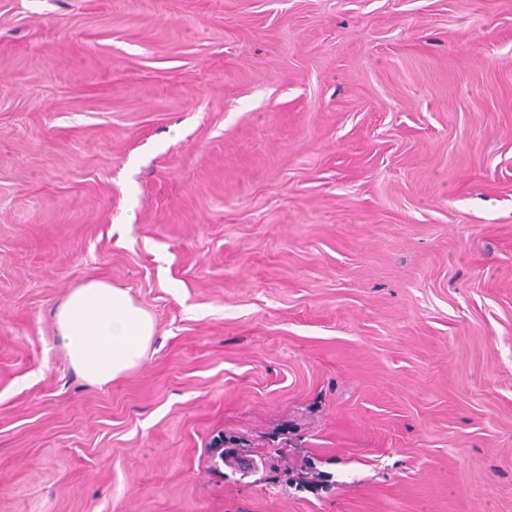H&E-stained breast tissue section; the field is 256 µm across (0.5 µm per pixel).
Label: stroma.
<instances>
[{
	"mask_svg": "<svg viewBox=\"0 0 512 512\" xmlns=\"http://www.w3.org/2000/svg\"><path fill=\"white\" fill-rule=\"evenodd\" d=\"M0 512H512V0H0ZM54 324L69 364L99 388L138 367L155 334L152 313L127 289L103 280L73 288L57 307ZM308 460H303V463L297 465L295 468H289V480L300 488H316L320 485V473Z\"/></svg>",
	"mask_w": 512,
	"mask_h": 512,
	"instance_id": "obj_1",
	"label": "stroma"
}]
</instances>
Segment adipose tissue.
<instances>
[{
  "label": "adipose tissue",
  "instance_id": "adipose-tissue-1",
  "mask_svg": "<svg viewBox=\"0 0 512 512\" xmlns=\"http://www.w3.org/2000/svg\"><path fill=\"white\" fill-rule=\"evenodd\" d=\"M54 324L69 364L101 388L138 367L155 334L152 313L127 289L103 280L73 288L57 307Z\"/></svg>",
  "mask_w": 512,
  "mask_h": 512
}]
</instances>
